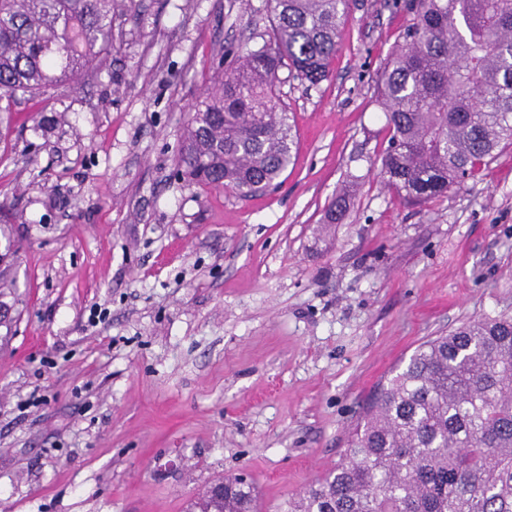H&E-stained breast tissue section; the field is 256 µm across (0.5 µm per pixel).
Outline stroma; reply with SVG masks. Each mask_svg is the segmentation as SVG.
<instances>
[{"label":"stroma","instance_id":"stroma-1","mask_svg":"<svg viewBox=\"0 0 512 512\" xmlns=\"http://www.w3.org/2000/svg\"><path fill=\"white\" fill-rule=\"evenodd\" d=\"M409 20L351 0L328 80L280 70L297 153L251 197L177 156L266 0H117L110 66L0 118V512H186L238 474L282 512L419 345L512 316V147L421 206L379 175Z\"/></svg>","mask_w":512,"mask_h":512}]
</instances>
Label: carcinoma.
I'll list each match as a JSON object with an SVG mask.
<instances>
[{
    "instance_id": "1",
    "label": "carcinoma",
    "mask_w": 512,
    "mask_h": 512,
    "mask_svg": "<svg viewBox=\"0 0 512 512\" xmlns=\"http://www.w3.org/2000/svg\"><path fill=\"white\" fill-rule=\"evenodd\" d=\"M114 0H0V112L112 57ZM268 40L199 101L177 163L243 197L293 164L279 71L330 75L350 0H270ZM412 23L378 71L389 131L386 185L413 204L445 196L512 145V0H409ZM6 104H1V101ZM341 193L327 223L346 211ZM196 512H260L253 484L224 478ZM286 512H512V317L463 323L416 349L355 424L349 452Z\"/></svg>"
}]
</instances>
